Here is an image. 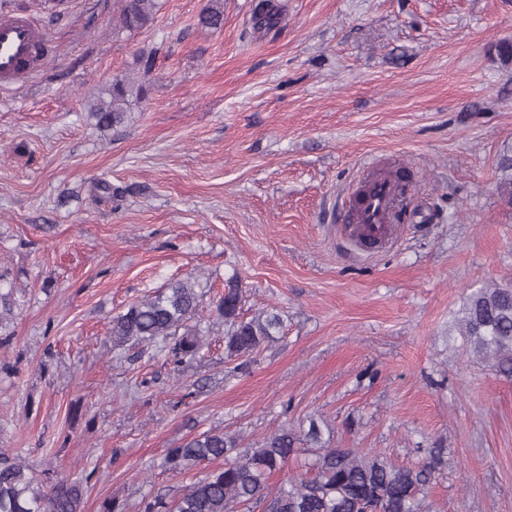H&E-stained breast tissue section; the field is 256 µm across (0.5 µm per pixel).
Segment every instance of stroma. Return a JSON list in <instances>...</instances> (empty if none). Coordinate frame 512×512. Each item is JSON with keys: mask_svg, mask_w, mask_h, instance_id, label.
I'll return each mask as SVG.
<instances>
[{"mask_svg": "<svg viewBox=\"0 0 512 512\" xmlns=\"http://www.w3.org/2000/svg\"><path fill=\"white\" fill-rule=\"evenodd\" d=\"M219 2L220 29L200 13ZM0 0L50 48L0 90V272L19 307L0 346V448L89 477L82 512L178 496L167 449L208 430L248 448L317 422L326 445L392 462L440 451L432 512H512V378L453 327L467 294L512 285V0ZM142 82L123 128L90 102ZM405 169L387 249L358 245L350 199ZM119 192L103 199L98 181ZM285 331L251 358L214 322L200 357L113 348L114 316L169 280L210 315L230 277ZM121 22L127 29H141L153 20L157 0H121Z\"/></svg>", "mask_w": 512, "mask_h": 512, "instance_id": "stroma-1", "label": "stroma"}]
</instances>
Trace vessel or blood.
I'll use <instances>...</instances> for the list:
<instances>
[{"label":"vessel or blood","mask_w":512,"mask_h":512,"mask_svg":"<svg viewBox=\"0 0 512 512\" xmlns=\"http://www.w3.org/2000/svg\"><path fill=\"white\" fill-rule=\"evenodd\" d=\"M44 53V37L28 15L0 16V85L26 78L37 69ZM396 195L391 177L372 178L366 203L352 213L354 231L362 240L384 242Z\"/></svg>","instance_id":"b4317fda"}]
</instances>
